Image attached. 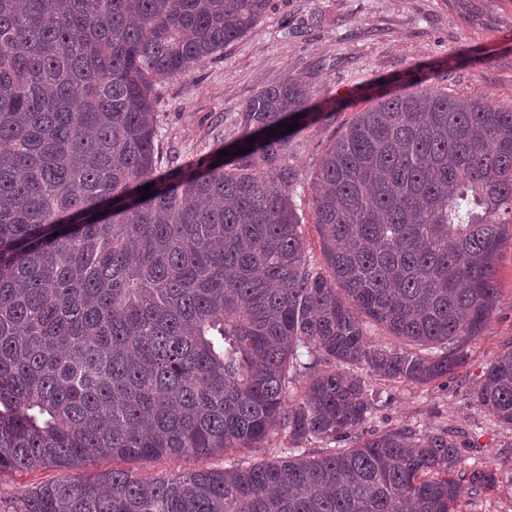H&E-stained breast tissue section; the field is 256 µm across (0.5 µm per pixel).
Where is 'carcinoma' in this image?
Wrapping results in <instances>:
<instances>
[{
	"label": "carcinoma",
	"instance_id": "cac0c4a2",
	"mask_svg": "<svg viewBox=\"0 0 512 512\" xmlns=\"http://www.w3.org/2000/svg\"><path fill=\"white\" fill-rule=\"evenodd\" d=\"M269 3L0 0V473L64 472L0 512H461L462 485L495 487L446 429L360 432L366 384L340 368L425 386L463 364L512 239V107L422 87L357 113L311 181L325 274L284 126L314 121L304 85L258 91L209 163L158 172L157 79ZM475 399L512 427V349ZM279 432L284 455L253 465L74 472ZM313 439L353 444L294 454Z\"/></svg>",
	"mask_w": 512,
	"mask_h": 512
}]
</instances>
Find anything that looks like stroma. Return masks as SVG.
Masks as SVG:
<instances>
[{
  "label": "stroma",
  "instance_id": "35a3bbf8",
  "mask_svg": "<svg viewBox=\"0 0 512 512\" xmlns=\"http://www.w3.org/2000/svg\"><path fill=\"white\" fill-rule=\"evenodd\" d=\"M287 79L310 88L319 113L290 148L306 183L356 113L385 92H410L419 83L512 106V0H270L265 16L220 56L158 80L160 167L206 161L236 135L247 101ZM497 288V308L481 336L464 345L465 362L452 379L421 387L366 378L373 400L368 428L448 427L467 433L466 456L492 469L499 487L464 496V512H512V428L496 423L474 399L486 368L512 348V242L499 256ZM287 445L278 435L262 448L136 462L132 468L164 478L276 458Z\"/></svg>",
  "mask_w": 512,
  "mask_h": 512
}]
</instances>
